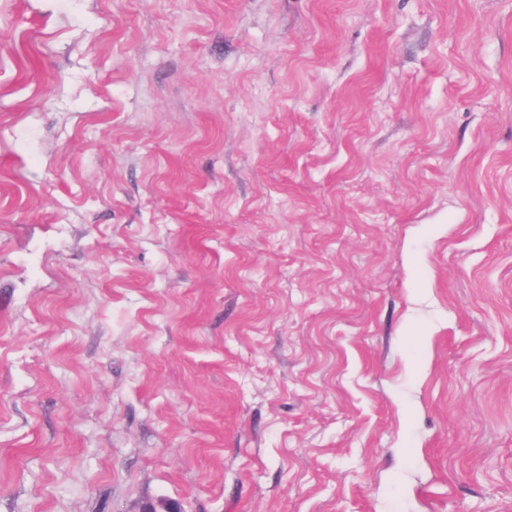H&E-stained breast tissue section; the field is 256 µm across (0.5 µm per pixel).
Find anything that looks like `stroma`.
Returning <instances> with one entry per match:
<instances>
[{"label": "stroma", "instance_id": "35a3bbf8", "mask_svg": "<svg viewBox=\"0 0 512 512\" xmlns=\"http://www.w3.org/2000/svg\"><path fill=\"white\" fill-rule=\"evenodd\" d=\"M512 512V0H0V512Z\"/></svg>", "mask_w": 512, "mask_h": 512}]
</instances>
